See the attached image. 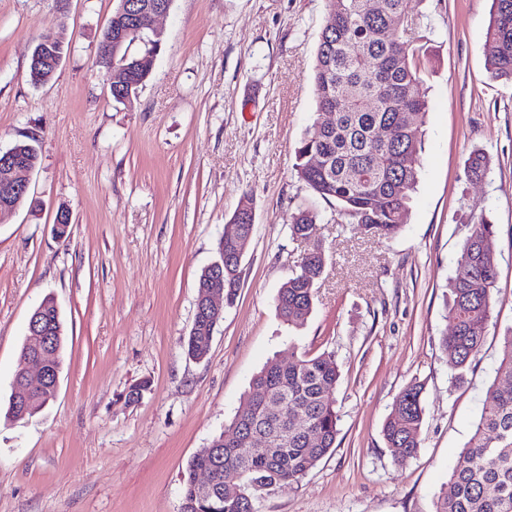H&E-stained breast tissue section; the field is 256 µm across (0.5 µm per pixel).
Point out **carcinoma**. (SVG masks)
Instances as JSON below:
<instances>
[{
	"mask_svg": "<svg viewBox=\"0 0 512 512\" xmlns=\"http://www.w3.org/2000/svg\"><path fill=\"white\" fill-rule=\"evenodd\" d=\"M329 2L334 25L321 32L310 79L317 109L333 113L334 120L307 129L296 148L294 167L314 196L336 204V220L388 238L407 223L418 181L426 116L421 60L426 48L404 36L415 24L408 0H388L384 15L372 13L368 0ZM397 19L403 35L392 37ZM147 23V16L136 11L127 18L117 10L112 13V53L127 72L125 81L112 83L111 96L117 103L126 105L137 98L151 73L149 61L163 45L164 37ZM138 41L143 49L130 53ZM483 55L488 77L512 84V0H492ZM384 126L395 129V140L375 137L374 131ZM36 142L27 136L10 149L35 168L40 163ZM315 156L320 159L318 167L311 165ZM489 166L488 154L473 150L466 161V178H484ZM250 211L245 200L231 217L243 237L253 233ZM318 221L319 214L307 208L292 213V239L308 240ZM217 246L224 247V294L235 298L242 270L235 241L226 239ZM325 265L322 249L307 252L300 272L278 289L275 309L282 323L297 328L307 322ZM458 265L463 272L451 282L445 303L451 330H443L439 346L450 364L465 370L483 346L498 277L495 227L487 218L472 224ZM37 309L42 313L41 327L55 341V349L63 351L64 324L54 300H42ZM216 329L209 317L196 315L184 341L187 355L207 356ZM503 344L504 355L487 388L473 442L459 451L449 477L452 492L437 499L435 512H512V328ZM288 351L295 357L293 363L284 367L272 358L253 376L250 408L235 415L211 442L220 452L199 453L188 463L182 477V512H253L256 501L282 484L300 481L335 447L339 364L330 353H300L292 344ZM423 390L419 381L407 384L383 424L386 447L400 463L420 448ZM292 411L301 414L297 425L289 420ZM257 437L268 441L270 453L252 448ZM202 468L214 469L222 484L235 482L241 494L201 496L195 475Z\"/></svg>",
	"mask_w": 512,
	"mask_h": 512,
	"instance_id": "carcinoma-1",
	"label": "carcinoma"
}]
</instances>
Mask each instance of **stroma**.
<instances>
[{
	"mask_svg": "<svg viewBox=\"0 0 512 512\" xmlns=\"http://www.w3.org/2000/svg\"><path fill=\"white\" fill-rule=\"evenodd\" d=\"M116 0H0V149L32 136L31 205L0 217V512H181L182 474L241 410L252 376L288 345L334 354L336 448L258 512H435L471 440L512 327V86L488 80L491 0H409L428 54L424 145L409 218L379 240L333 222L294 169L306 129L327 121L309 76L328 0H172L165 40L133 104L95 65ZM64 23L51 81L28 79L37 37ZM488 175L467 180L473 149ZM254 230L237 299L206 359L182 342L201 271L242 197ZM314 208L309 243L328 261L315 309L284 325L274 299L306 244L288 217ZM72 222L55 233L59 209ZM496 228L498 278L484 344L465 373L442 356L444 295L472 223ZM53 297L66 341L58 391L14 422L29 317ZM423 383L421 447L394 460L383 423ZM145 381L138 405L124 395Z\"/></svg>",
	"mask_w": 512,
	"mask_h": 512,
	"instance_id": "obj_1",
	"label": "stroma"
}]
</instances>
